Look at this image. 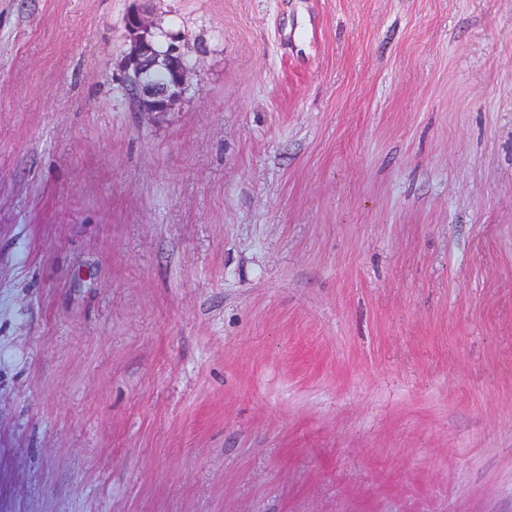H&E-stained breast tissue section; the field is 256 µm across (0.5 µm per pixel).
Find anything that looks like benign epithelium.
Wrapping results in <instances>:
<instances>
[{
	"mask_svg": "<svg viewBox=\"0 0 512 512\" xmlns=\"http://www.w3.org/2000/svg\"><path fill=\"white\" fill-rule=\"evenodd\" d=\"M150 2L132 0L123 17L122 89L137 112H173L192 89L190 76L196 61L181 35L168 38L162 51L153 47L150 37L156 26L150 17Z\"/></svg>",
	"mask_w": 512,
	"mask_h": 512,
	"instance_id": "1",
	"label": "benign epithelium"
}]
</instances>
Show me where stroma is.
Here are the masks:
<instances>
[{"instance_id":"obj_1","label":"stroma","mask_w":512,"mask_h":512,"mask_svg":"<svg viewBox=\"0 0 512 512\" xmlns=\"http://www.w3.org/2000/svg\"><path fill=\"white\" fill-rule=\"evenodd\" d=\"M0 0V512H512V0ZM132 2L123 17L121 87L137 112H174L192 89L196 61L186 50L185 36L169 37L165 49L157 51L150 40L156 33L148 7L151 0Z\"/></svg>"}]
</instances>
